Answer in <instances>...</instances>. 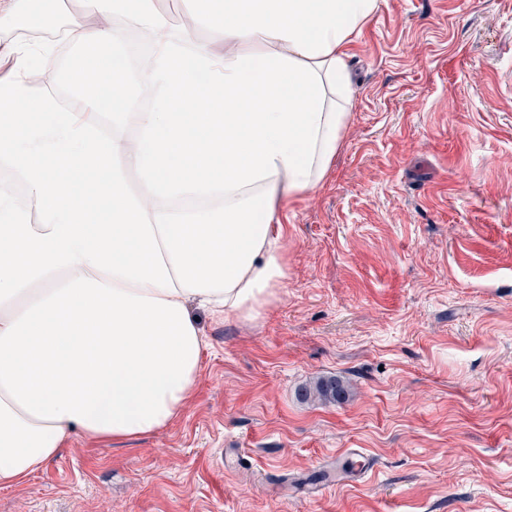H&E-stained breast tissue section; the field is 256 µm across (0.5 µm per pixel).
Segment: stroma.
Returning <instances> with one entry per match:
<instances>
[{
	"mask_svg": "<svg viewBox=\"0 0 512 512\" xmlns=\"http://www.w3.org/2000/svg\"><path fill=\"white\" fill-rule=\"evenodd\" d=\"M346 51L278 302L203 320L174 422L74 436L0 512H512V0H382ZM347 388L344 381L337 377L319 378L313 386L302 389L301 396L304 399L311 397L321 401L336 402L345 397Z\"/></svg>",
	"mask_w": 512,
	"mask_h": 512,
	"instance_id": "obj_1",
	"label": "stroma"
}]
</instances>
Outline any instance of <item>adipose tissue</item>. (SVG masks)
I'll return each instance as SVG.
<instances>
[{"mask_svg":"<svg viewBox=\"0 0 512 512\" xmlns=\"http://www.w3.org/2000/svg\"><path fill=\"white\" fill-rule=\"evenodd\" d=\"M0 0V27H64L68 95L35 77L53 42L0 45V488L73 435L124 441L185 409L195 316L253 321L286 275L282 201L316 187L351 84L343 47L381 0ZM144 55L123 75L128 32ZM112 95L101 132L99 85Z\"/></svg>","mask_w":512,"mask_h":512,"instance_id":"1","label":"adipose tissue"}]
</instances>
